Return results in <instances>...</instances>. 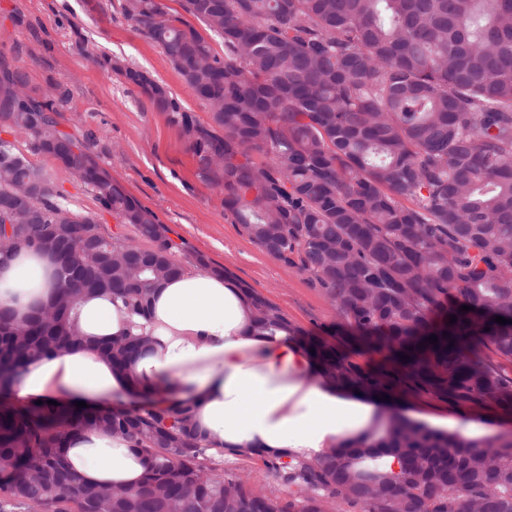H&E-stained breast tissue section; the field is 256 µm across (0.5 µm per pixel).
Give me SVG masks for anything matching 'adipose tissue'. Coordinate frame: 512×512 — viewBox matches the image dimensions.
Masks as SVG:
<instances>
[{"label":"adipose tissue","instance_id":"adipose-tissue-1","mask_svg":"<svg viewBox=\"0 0 512 512\" xmlns=\"http://www.w3.org/2000/svg\"><path fill=\"white\" fill-rule=\"evenodd\" d=\"M58 267L46 254L22 248L0 261V311L25 322L57 293ZM131 317L111 293L80 298L73 328L84 342L28 365L13 387L25 406L56 401L70 406L108 403L135 395L163 407L188 405L205 446L257 450L267 456L314 459L340 443H371L385 433V402L327 381L304 345L286 334L253 327L241 289L204 271H183L155 288L145 331L152 348L119 372L100 344L125 336ZM427 429L472 441L498 429L469 417L409 410ZM66 465L90 484L136 487L142 455L101 430L66 440Z\"/></svg>","mask_w":512,"mask_h":512}]
</instances>
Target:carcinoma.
Here are the masks:
<instances>
[{
  "mask_svg": "<svg viewBox=\"0 0 512 512\" xmlns=\"http://www.w3.org/2000/svg\"><path fill=\"white\" fill-rule=\"evenodd\" d=\"M177 3L123 0L121 9L162 47L209 122L143 72L127 68L126 80L170 114L249 238L322 286L349 333L341 347L301 332L247 288L254 328L297 337L339 386L393 394L402 380L453 404L512 410V378L485 359L491 350L512 362V0ZM67 97L31 89L19 58L0 51V131L29 146L0 137V254L45 251L60 273L54 301L26 322L0 313V373L15 380L80 343L69 318L82 294L105 288L145 317L153 289L183 271L155 213L112 179L89 141L59 129ZM29 152L90 186L150 246L72 208ZM144 349L145 337L128 336L104 353L122 369ZM350 350L381 364H355ZM88 428L144 456L139 486L105 494L68 471L63 439ZM226 453L250 456L208 453L188 407L143 404L102 419L3 400L0 512H512L511 443L433 432L396 410L372 446L313 460L255 453L292 488L286 500L224 475ZM389 455L397 467L382 461Z\"/></svg>",
  "mask_w": 512,
  "mask_h": 512,
  "instance_id": "obj_1",
  "label": "carcinoma"
}]
</instances>
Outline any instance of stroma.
<instances>
[{
    "mask_svg": "<svg viewBox=\"0 0 512 512\" xmlns=\"http://www.w3.org/2000/svg\"><path fill=\"white\" fill-rule=\"evenodd\" d=\"M121 0H0V50L27 66L30 83L46 92L69 91L61 128L92 136L100 163L160 223L182 239L177 259L196 268L204 255L278 305L294 326L312 332L341 321L324 289L310 275L287 267L256 246L224 209V193L203 180L196 156L167 113L158 111L119 69L146 72L183 110L199 121L208 113L184 84L159 44L128 22ZM42 166L73 208L132 241V227L119 225L91 187L74 182L52 158Z\"/></svg>",
    "mask_w": 512,
    "mask_h": 512,
    "instance_id": "35a3bbf8",
    "label": "stroma"
}]
</instances>
